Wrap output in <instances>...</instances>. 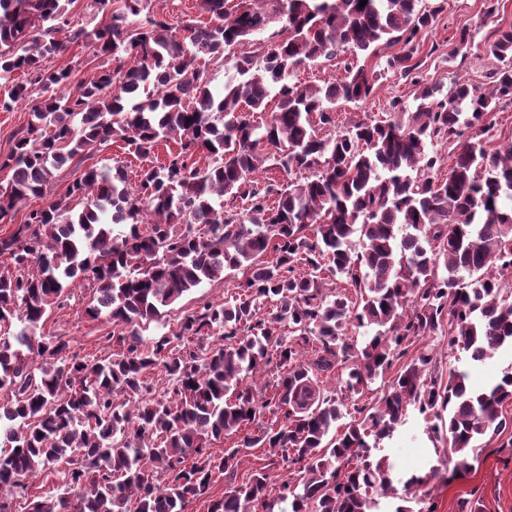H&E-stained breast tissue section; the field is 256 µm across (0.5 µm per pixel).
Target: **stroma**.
Wrapping results in <instances>:
<instances>
[{
    "label": "stroma",
    "instance_id": "stroma-1",
    "mask_svg": "<svg viewBox=\"0 0 512 512\" xmlns=\"http://www.w3.org/2000/svg\"><path fill=\"white\" fill-rule=\"evenodd\" d=\"M444 10L432 30L421 39L423 69L429 82L448 92L456 79H465L484 88L497 62L486 49L498 36L499 30L512 29V0H497L498 9L493 20L484 21L487 0H443ZM468 32L471 45L465 58L450 59L449 45L461 32ZM45 68L68 69L70 85L93 80L104 68L103 57L96 54L90 39H77L68 43L66 50L46 57ZM403 99L407 110L416 104L409 82L399 76L386 74L367 99L341 105L336 110L335 132L345 131L367 117L385 113L392 98ZM233 280L205 283L185 293L175 304L164 308L163 314L150 323L146 334L156 336L177 329L183 315L206 304H220L227 300ZM62 307L48 312L37 335L63 336L69 339L75 352L94 358L107 357L117 352L115 343L106 339L111 330L106 319H94L86 310L94 298L89 284L68 286ZM435 355L440 372L465 370L474 387H484L512 369L511 353H496L484 363L473 365L461 354L437 346ZM480 451L470 474L463 479L447 483L432 481L430 500L436 512H460L464 501L479 503L482 512H512V447L501 445L500 438H482ZM380 451L390 456L399 476L416 471H429L432 466L447 468L448 450L434 446L426 432L425 423L417 413H409L403 425L389 439L383 440Z\"/></svg>",
    "mask_w": 512,
    "mask_h": 512
}]
</instances>
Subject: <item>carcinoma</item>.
<instances>
[{"mask_svg": "<svg viewBox=\"0 0 512 512\" xmlns=\"http://www.w3.org/2000/svg\"><path fill=\"white\" fill-rule=\"evenodd\" d=\"M94 2L100 11L121 3L94 32L112 66L63 94L71 72L42 60L66 48L67 8L0 0V108L32 103L0 161L11 172L0 221L28 196L45 197L64 165L80 172L64 196L0 236L13 265L0 271V325L37 326L63 306L67 284L87 281V314L108 317L122 351L89 360L67 355L61 336H0V491L18 492L24 512H186L201 499L207 512H378V497L397 490L393 462L373 450L411 408L433 439L448 430V481L472 470L481 437L505 435L512 446L503 414L512 372L485 390L464 371L445 381L433 347L442 339L474 363L512 351V290L502 280L512 274V143L490 149L485 123L512 99V30L487 49L498 61L491 88L458 79L439 98L418 60L439 3L240 0L230 13L227 0H197L209 21H185L178 41L149 0ZM246 44L237 76L215 96L199 63H222ZM393 46L383 70L358 64ZM344 52L343 77L290 81ZM384 70L410 81L415 111L394 98L381 119L321 134L336 106L368 98ZM18 71L27 79L15 81ZM170 138L177 152L143 168L135 189L122 165L82 168L118 140L149 161ZM441 142L454 151L446 173L429 150ZM270 157L284 180L260 186L254 173ZM76 196L87 199L78 214ZM228 271L243 273L229 300L143 337L161 309ZM327 274L355 297L326 287ZM351 326L364 336L347 335ZM268 369L262 386L248 381ZM391 370L382 394L342 422ZM155 372L170 385L159 399ZM253 448L265 449L266 464L238 485ZM275 469L287 470L278 483ZM38 475L49 489L33 494ZM437 476L412 474L403 490L426 496ZM221 478L224 496L207 498Z\"/></svg>", "mask_w": 512, "mask_h": 512, "instance_id": "obj_1", "label": "carcinoma"}]
</instances>
